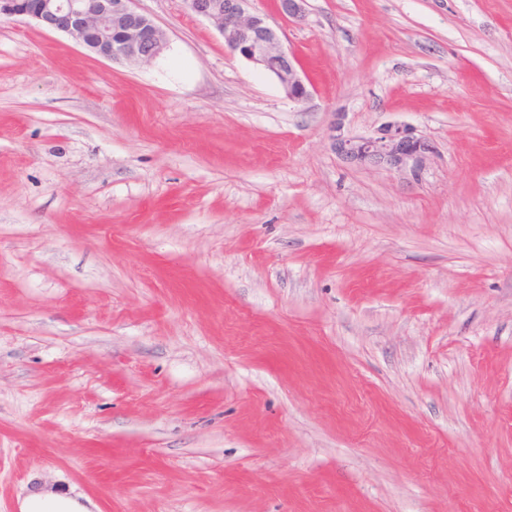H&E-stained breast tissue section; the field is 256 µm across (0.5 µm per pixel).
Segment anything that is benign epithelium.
I'll return each instance as SVG.
<instances>
[{
	"label": "benign epithelium",
	"instance_id": "obj_1",
	"mask_svg": "<svg viewBox=\"0 0 512 512\" xmlns=\"http://www.w3.org/2000/svg\"><path fill=\"white\" fill-rule=\"evenodd\" d=\"M135 0H0V19L29 17L50 31L65 33L96 55L149 64L167 48L166 33L134 7ZM195 15L224 36V46L273 76L288 99L304 104L310 84L294 55L267 16L251 8L252 0H185ZM308 0H276L278 13L292 21L306 18ZM336 122V151L357 166L386 167L417 175L433 153L428 140L410 128L387 125L367 136H346Z\"/></svg>",
	"mask_w": 512,
	"mask_h": 512
}]
</instances>
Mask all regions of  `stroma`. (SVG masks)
I'll use <instances>...</instances> for the list:
<instances>
[{
    "label": "stroma",
    "mask_w": 512,
    "mask_h": 512,
    "mask_svg": "<svg viewBox=\"0 0 512 512\" xmlns=\"http://www.w3.org/2000/svg\"><path fill=\"white\" fill-rule=\"evenodd\" d=\"M275 2L303 105L184 0L0 20V512H512V0ZM135 0H0V19L29 17L65 33L96 55L149 64L167 48L166 33ZM342 123L337 121L333 144L336 151L357 166L386 167L399 173L416 176L433 147L423 136H417L410 128L387 125L376 134L345 136ZM21 512H87V508L66 493L52 489L30 492L20 503Z\"/></svg>",
    "instance_id": "obj_1"
}]
</instances>
